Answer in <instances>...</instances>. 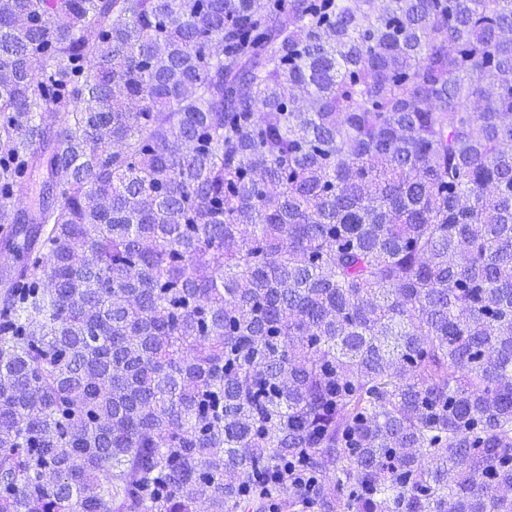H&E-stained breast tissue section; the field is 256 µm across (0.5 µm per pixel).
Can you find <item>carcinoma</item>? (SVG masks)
<instances>
[{"instance_id":"cac0c4a2","label":"carcinoma","mask_w":512,"mask_h":512,"mask_svg":"<svg viewBox=\"0 0 512 512\" xmlns=\"http://www.w3.org/2000/svg\"><path fill=\"white\" fill-rule=\"evenodd\" d=\"M0 245V512H512V0H0Z\"/></svg>"}]
</instances>
